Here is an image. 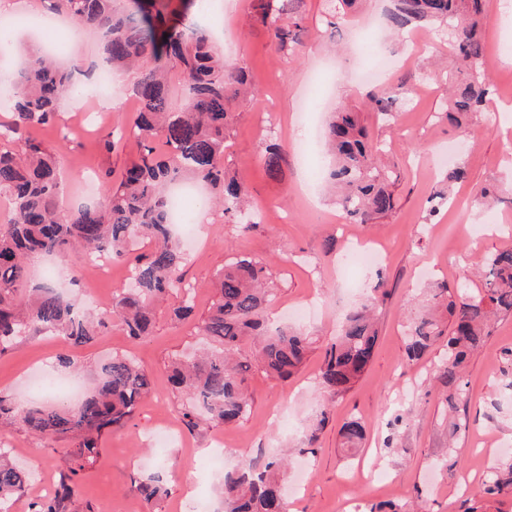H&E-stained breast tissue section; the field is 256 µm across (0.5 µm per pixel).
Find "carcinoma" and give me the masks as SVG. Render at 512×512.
<instances>
[{
	"label": "carcinoma",
	"instance_id": "cac0c4a2",
	"mask_svg": "<svg viewBox=\"0 0 512 512\" xmlns=\"http://www.w3.org/2000/svg\"><path fill=\"white\" fill-rule=\"evenodd\" d=\"M50 9L67 17L76 29H96L104 35L103 52L113 69L139 68L132 87L138 103L127 132L143 151L131 160L120 177L105 174L101 199L77 210L58 206L59 151L25 135L32 125L52 126L58 120V101L79 92L74 82L81 63L61 65L41 50L28 51L24 65L14 73L0 70V88L8 86L6 108L12 120L0 123L3 139L15 144L0 151V195L12 203L8 223L0 224V353L8 351L21 333L32 330L58 334L76 346L88 344L108 326L100 318L89 321L75 312L54 286L46 284L22 300L28 261L37 255L65 253L79 243L86 255L107 252L125 255L128 241L145 238L152 249L135 258L131 287L112 298L111 318L127 335L144 338L152 333L155 304L182 287L184 254L171 232V197L168 187L185 178L200 180L218 195L224 215L242 229H249L253 214L247 204L248 188L224 167V141L232 123L233 106L248 101L250 80L243 68L224 61L211 36L196 25H169L167 0H127L122 13L112 0H48ZM274 0H256L254 20L267 29L277 50L292 51L293 19L282 25V11ZM386 22L395 33L409 26L445 27L463 69L448 80L444 100L448 123L462 133L469 121L486 106L492 86L478 67L484 60L481 31L489 22L486 0H391ZM178 75L188 87L185 104L170 107L169 82ZM397 94L388 88L367 96V108L384 120L394 116ZM326 142L333 163L325 179L336 189V204L359 224H373L391 215L397 205V176L380 166L382 146L372 140L361 113L338 106L329 114ZM160 140L167 147L157 154L149 143ZM285 149L265 145L269 173L281 170ZM456 165L445 176L427 209L426 223H434L441 208L452 203L450 185L463 178ZM482 293L457 302L460 285L440 283L432 289L430 305L417 313L407 330V358L421 357L443 340L437 378L448 387L446 402L456 408L463 391L468 355L489 335L494 317L512 315V249H500L478 267ZM271 279L269 268L245 254L229 258L214 284V300L202 321V331L214 344L210 352L172 365L170 380L190 405L183 419L195 428L197 410L210 423L228 424L245 418L250 398L244 389L254 367L268 376L286 380L303 365L312 350L311 339L287 327L271 328L264 317ZM378 331L369 308L349 314L341 332L326 350L320 372L321 385L331 396L349 392L369 367ZM152 380L133 360L114 356L101 368L96 389L75 408L59 404L21 409L12 395L0 391V421H20L32 433L50 439L68 438L75 450L68 465V481L58 494L34 505L33 512H65V502L77 492L85 465L99 453L104 432L122 428L132 419ZM361 422L343 426L346 443L362 444ZM286 458L276 456L260 465L249 464L224 475L223 512H284L280 476ZM29 473L0 453V503L23 492ZM133 490L149 502L168 494L160 478L134 480ZM512 493V461L499 467L483 484L480 494L496 500Z\"/></svg>",
	"mask_w": 512,
	"mask_h": 512
}]
</instances>
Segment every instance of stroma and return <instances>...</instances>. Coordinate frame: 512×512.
I'll return each instance as SVG.
<instances>
[{"label":"stroma","mask_w":512,"mask_h":512,"mask_svg":"<svg viewBox=\"0 0 512 512\" xmlns=\"http://www.w3.org/2000/svg\"><path fill=\"white\" fill-rule=\"evenodd\" d=\"M294 15L303 19L295 32V52L281 53L261 24L252 21V0H220L215 7L191 9L189 15L212 35L226 60L245 67L256 93L238 106L228 139L225 164L248 186L257 211L250 230L229 223L222 209L211 211V222L196 229L195 243L183 245V277L197 291L193 314L176 320L171 296L156 311L152 336L135 339L109 325L85 347L70 346L63 337L30 333L0 355V391L21 403L39 404L43 397L33 381L52 374L59 354L77 363L73 376L85 389L97 385L96 368L112 356L135 360L154 381L127 426L106 432L95 462L81 474L77 496L66 512H184L188 501L206 499L219 507L226 472L261 463L273 454H287L283 491L292 512H342L354 500L363 508L375 504L420 505L422 512H466L472 491L490 477L503 458L498 444L512 446V367L502 352L512 348V316L492 322L490 334L469 358L465 387L455 414H447L445 390L437 378L438 350L407 360L405 330L410 314L426 305L435 282L465 280L467 295L481 285L473 270L498 249L512 246V23L489 22L482 32L491 68L493 98L477 115L463 155L465 181L457 184L452 208L440 221L426 223L428 200L443 173L440 153L459 135L440 116L455 56L444 28H417L400 34L386 28L387 0H360L357 9L329 28L327 0H293ZM372 22L379 49L396 60L387 87L401 97L395 117L385 123L364 111L377 84L355 78L361 62L348 46L350 32ZM110 98L94 86L64 97L56 127L32 129L44 145L60 150L63 207L96 202L105 171L120 172L138 153L135 141L106 152L100 141L107 130L126 126L137 109L129 88L131 72H116ZM322 99L317 120L342 103L363 110L368 133L384 145L386 161L399 179L397 206L391 217L374 224L349 223L323 190L328 155L320 131L305 156L293 153L300 107ZM275 141L289 155L279 176H268L262 146ZM499 184L503 199L495 219L471 213L459 219L457 208L470 206L477 189ZM382 251V261L355 272L348 285L337 266L353 247ZM151 242L137 240L129 256L112 261V274L99 278L88 272L60 290L75 308L93 314L112 308V298L127 284L135 255L148 252ZM244 253L270 266L273 285L266 315L269 321L314 337L315 349L301 372L281 382L254 369L245 386L251 408L245 419L230 425L200 423L188 428L181 411L184 395L168 382L171 361L199 346L200 326L212 300L211 284L230 256ZM381 295H374L375 286ZM374 300L379 338L365 374L343 397L333 399L319 384L326 348L351 310ZM309 301L308 317L292 320L290 306ZM360 421L366 443L347 452L344 423ZM0 438L11 441L12 457L40 474L0 512H29L42 498V483L60 484L67 470L70 445L49 441L21 423L0 426ZM223 442V465L214 467L211 449ZM162 473L168 495L147 503L132 491L133 475Z\"/></svg>","instance_id":"obj_1"}]
</instances>
